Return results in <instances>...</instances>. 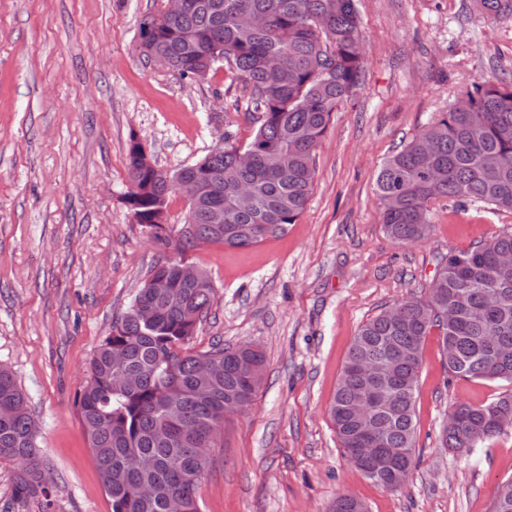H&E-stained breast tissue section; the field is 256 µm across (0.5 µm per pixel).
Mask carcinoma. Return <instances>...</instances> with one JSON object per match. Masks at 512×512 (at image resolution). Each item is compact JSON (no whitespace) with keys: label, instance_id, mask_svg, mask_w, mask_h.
<instances>
[{"label":"carcinoma","instance_id":"1","mask_svg":"<svg viewBox=\"0 0 512 512\" xmlns=\"http://www.w3.org/2000/svg\"><path fill=\"white\" fill-rule=\"evenodd\" d=\"M491 17L512 13V0H477ZM263 19L261 25L244 17ZM144 54L183 77H201L219 63L248 93L257 115L253 138L224 146L168 172L144 167L140 145L127 151L129 193L136 221L174 255L151 270L167 287L145 283L94 351L76 407L112 512H202L197 485L208 463L217 416L245 409L261 385L264 358L247 345L191 354L187 345L207 315L212 285L180 277L185 254L202 242L254 246L285 231L304 212L313 190L315 157L342 104L365 73L355 0H184L174 16L140 26ZM282 58L275 71L267 61ZM249 153L251 161L240 160ZM207 176L210 198L190 205L193 232L171 242L155 220L176 192L169 176ZM382 224L399 244L431 230L430 205L439 199L512 211V79L475 82L461 104L413 136L381 165L376 179ZM224 208V223L210 210ZM456 378L512 385V232L469 250L448 252L425 296L397 303L364 323L351 343L329 414L344 455L369 479L399 490L416 464L414 398L422 349L432 330ZM211 357L208 370L200 367ZM370 364V377L354 370ZM512 425V392L480 405L461 403L448 413L441 444L469 452ZM37 425L16 376L0 366V458L18 462L22 498L53 504L43 483L46 465L36 445ZM361 448L385 456L370 461ZM331 512H367L340 495ZM492 512H512V480L501 485Z\"/></svg>","mask_w":512,"mask_h":512}]
</instances>
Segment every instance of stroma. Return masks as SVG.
Masks as SVG:
<instances>
[{"label":"stroma","instance_id":"1","mask_svg":"<svg viewBox=\"0 0 512 512\" xmlns=\"http://www.w3.org/2000/svg\"><path fill=\"white\" fill-rule=\"evenodd\" d=\"M167 0H0V365L38 426L54 512H112L75 398L88 362L154 266L169 257L127 204L138 140L167 170L218 137L257 130L227 67L193 81L140 48L144 16ZM365 75L316 154L306 209L249 248L203 243L190 263L214 285L191 353L250 344L264 355L249 406L222 425L198 485L202 512H491L512 479V428L471 453L436 444L451 408L503 392L450 377L437 332L415 392L418 464L388 491L344 457L328 414L351 342L386 308L423 297L441 257L512 230V213L433 204L424 241L398 245L381 222L382 162L475 81L512 78V14L475 0H357Z\"/></svg>","mask_w":512,"mask_h":512}]
</instances>
